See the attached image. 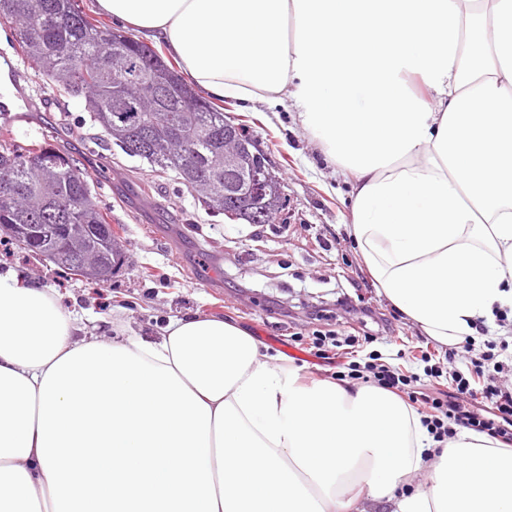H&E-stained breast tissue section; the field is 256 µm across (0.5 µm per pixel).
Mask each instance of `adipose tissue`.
<instances>
[{"label":"adipose tissue","instance_id":"adipose-tissue-1","mask_svg":"<svg viewBox=\"0 0 512 512\" xmlns=\"http://www.w3.org/2000/svg\"><path fill=\"white\" fill-rule=\"evenodd\" d=\"M210 98L288 93L386 299L443 345L512 306V0H94ZM0 274V512H512V449L302 382L212 316L105 341ZM418 488L395 495L412 479Z\"/></svg>","mask_w":512,"mask_h":512}]
</instances>
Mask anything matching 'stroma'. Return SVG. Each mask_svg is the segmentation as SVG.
Wrapping results in <instances>:
<instances>
[{
    "mask_svg": "<svg viewBox=\"0 0 512 512\" xmlns=\"http://www.w3.org/2000/svg\"><path fill=\"white\" fill-rule=\"evenodd\" d=\"M12 42L11 30L0 29V55L12 61L0 85L15 97L13 108L0 103V126L23 140L51 132L79 159L112 210L127 261L112 281L91 284L4 243L0 271L15 269L54 292L98 336L153 335L168 319L206 315L248 330L265 355L308 380L330 379L372 352L408 377L447 370L438 343L388 302L365 268L347 232L351 181L300 136L291 98L222 104L246 126L287 198L270 223L231 221L206 211L174 175L159 176L147 160L124 154L80 101L56 103L37 63L15 55ZM319 331L368 341L325 360L307 344Z\"/></svg>",
    "mask_w": 512,
    "mask_h": 512,
    "instance_id": "obj_1",
    "label": "stroma"
}]
</instances>
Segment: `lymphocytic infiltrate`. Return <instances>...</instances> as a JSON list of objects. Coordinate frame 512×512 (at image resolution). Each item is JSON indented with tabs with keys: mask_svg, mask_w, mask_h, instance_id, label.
<instances>
[{
	"mask_svg": "<svg viewBox=\"0 0 512 512\" xmlns=\"http://www.w3.org/2000/svg\"><path fill=\"white\" fill-rule=\"evenodd\" d=\"M486 360L492 365V376H485L480 369L451 371L445 392L417 390L410 379L383 363H365L363 368L351 369L349 376L367 378L416 407L422 426L437 442H447L464 429L512 447V388L496 379L497 373L504 370V363L492 353L487 354Z\"/></svg>",
	"mask_w": 512,
	"mask_h": 512,
	"instance_id": "lymphocytic-infiltrate-1",
	"label": "lymphocytic infiltrate"
}]
</instances>
